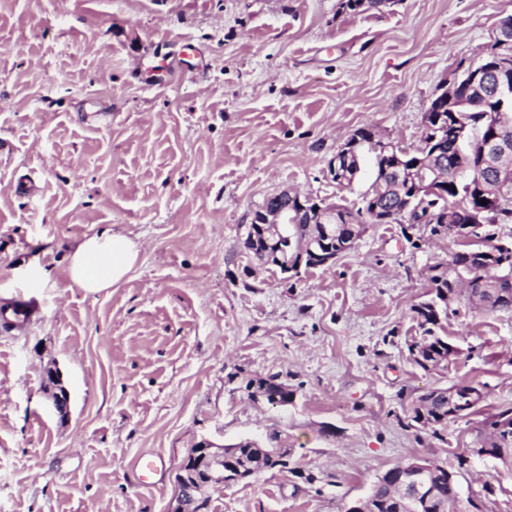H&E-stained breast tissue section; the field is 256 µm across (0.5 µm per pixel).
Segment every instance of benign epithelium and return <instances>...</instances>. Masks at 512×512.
Returning <instances> with one entry per match:
<instances>
[{"mask_svg":"<svg viewBox=\"0 0 512 512\" xmlns=\"http://www.w3.org/2000/svg\"><path fill=\"white\" fill-rule=\"evenodd\" d=\"M512 44V25L499 26L495 46L481 56L480 63L472 64L455 83L443 89L436 96L434 112L448 111L450 135L436 131L428 142L412 152L404 150L391 142H381L382 156L393 163V178L379 180L375 192L385 200L391 198V192L406 185L414 189L416 195L427 199L433 195L444 194L447 179L441 175L443 164L439 163L445 150L446 141L452 138L460 140L466 131L463 120L456 110V85L463 84L485 108L496 99L505 100L512 94V53L507 47ZM491 129L484 138H479L477 153L480 157L479 170L489 175V180L478 179L477 197L487 200L482 205L448 206V236L459 244L475 242L472 230L474 225L484 223L483 214L490 205L501 206L512 200V166L506 161L512 158V129L500 123L496 115L489 116ZM357 157L354 142L347 141L330 160L329 168L343 185L353 182L356 175ZM321 214L324 223L323 235L335 237L330 220L332 212L323 211L315 199L302 196L296 191L279 194L277 205L264 213L262 223L271 225V243L268 244L269 259L282 261L280 250L288 241V224L296 212H304L309 206ZM45 385L51 390V400L56 412L65 417L69 413L70 393L63 383L62 375L56 368L44 373ZM484 399L482 390L475 387L456 386L448 390V416H459L475 409ZM471 454L483 459H493L506 467L512 465V448H499L494 452L487 448H473ZM188 458L193 468L181 467L176 475V505L172 512H190L191 506L209 497L210 491L229 483L224 473V451L215 450V445L207 440L192 448ZM401 473L399 490L402 498L411 503H428L436 496L434 468L420 459H414L397 467Z\"/></svg>","mask_w":512,"mask_h":512,"instance_id":"7a95c632","label":"benign epithelium"}]
</instances>
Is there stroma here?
<instances>
[{
  "mask_svg": "<svg viewBox=\"0 0 512 512\" xmlns=\"http://www.w3.org/2000/svg\"><path fill=\"white\" fill-rule=\"evenodd\" d=\"M509 15L512 0H0V305L34 309L0 326V512H170L195 444L274 430L294 470L219 487L209 512H345L414 457L455 472L460 512H512V471L456 459L512 408V313L457 305L447 367L408 351L411 308L452 242L371 224L291 280L243 245L286 189L361 207L371 154L348 186L330 159L365 126L418 147L431 101ZM160 63L165 82L143 85ZM107 226L138 258L89 293L70 250ZM237 371L282 376L293 404L246 400ZM458 383L485 394L472 415L439 437L409 426L412 398ZM143 456L161 460L149 484ZM45 385L51 390V400L56 412L66 417L70 407V393L63 383L62 375L57 368H49L44 373Z\"/></svg>",
  "mask_w": 512,
  "mask_h": 512,
  "instance_id": "stroma-1",
  "label": "stroma"
}]
</instances>
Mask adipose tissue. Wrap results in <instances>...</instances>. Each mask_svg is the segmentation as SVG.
Listing matches in <instances>:
<instances>
[{
  "instance_id": "1",
  "label": "adipose tissue",
  "mask_w": 512,
  "mask_h": 512,
  "mask_svg": "<svg viewBox=\"0 0 512 512\" xmlns=\"http://www.w3.org/2000/svg\"><path fill=\"white\" fill-rule=\"evenodd\" d=\"M137 257L133 240L108 227L72 246L70 278L85 291L97 292L120 283Z\"/></svg>"
}]
</instances>
